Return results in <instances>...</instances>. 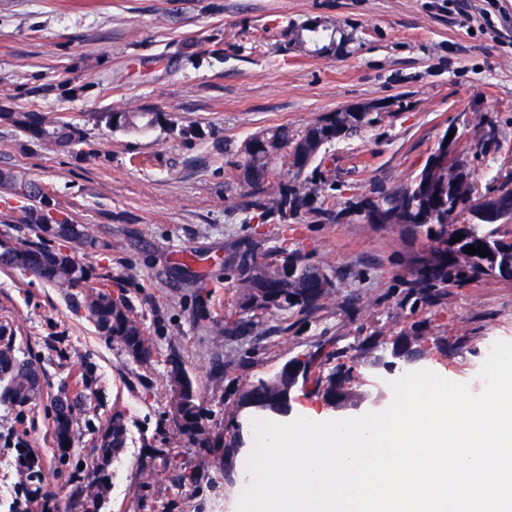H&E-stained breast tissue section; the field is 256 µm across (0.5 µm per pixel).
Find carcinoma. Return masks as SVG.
<instances>
[{"instance_id":"obj_1","label":"carcinoma","mask_w":512,"mask_h":512,"mask_svg":"<svg viewBox=\"0 0 512 512\" xmlns=\"http://www.w3.org/2000/svg\"><path fill=\"white\" fill-rule=\"evenodd\" d=\"M332 38L329 27L306 26L298 35L302 44L310 43L315 52L328 49L326 40ZM56 88L64 95L76 96L82 88L67 83L35 85L26 94L36 98ZM108 123L114 128L147 129L162 122L163 112L157 108L141 109L137 112H110ZM13 126L31 138L50 143L56 147L71 149L86 143L82 126L72 119L49 118L41 112L30 110L18 112L7 105H0V123ZM372 118L367 112H329L302 131L286 125L270 127L251 138V145L244 146L238 167L243 171L246 184L253 189L255 200L252 206L262 210L265 216L275 215L286 222L307 212L317 218L328 211L314 205L312 194L305 191L307 183L319 171L317 161L326 154L327 147L339 139L351 136L369 126ZM279 162L286 169L289 180L279 182L275 196H264L272 175L271 165ZM501 183H496L480 192L474 174L457 160L448 157L444 143L427 157L421 171L406 185L384 193L376 200L360 201L359 211L367 212L373 224H401L425 227L433 234L439 248L432 259L418 270L425 287L415 285L412 293L426 303L430 291L439 283L450 280L478 277H503V272L512 270V231L504 229L512 222V191L498 196L501 205L500 219L488 222L475 217L486 204L485 193H493ZM0 188L6 195L22 200V223L39 232V241L18 239L0 243V267L29 271L43 281L59 287H76L89 280L90 270L71 257L62 256L61 246L69 239L89 247L97 245L93 230L88 224L78 223L70 211H65L66 220L51 229L42 227L41 207L47 199L43 185L21 170L0 169ZM461 224L454 234L463 238L451 243L448 225ZM483 245L488 256L470 255L464 249L470 245ZM281 251L270 249L258 253L246 248L231 259L238 277L239 308L248 307L251 314L233 320L225 329L238 336H264L268 332L263 314L287 312L298 309L311 313L320 307V302L336 292V272L312 260L300 249L289 252L292 262L283 265ZM80 308L96 330L121 341L126 354L138 362H146L152 355V344L145 335L142 323L132 313L122 294H112L110 284L102 283L89 288L82 295ZM423 334L419 327L400 334L392 341H379L377 336H368L354 347H327L318 345L315 351L303 357L293 358L294 369L302 380L316 374L312 393L322 398L324 405L334 411L352 408L366 414L370 408L362 406L364 398L357 392L360 379L358 366L366 363L381 367L386 373L415 370L423 357ZM338 363L329 370L323 365L332 360ZM0 372L5 374L4 397L19 407L31 405L40 398L37 387L29 378V371L16 357H0ZM287 373L260 379L248 385L239 399V407L254 413L280 414L292 409L286 396ZM178 427L182 434L191 437L199 446L220 452L236 447V441L224 440V435L210 432L203 423L200 403L183 411L176 402H171ZM72 405L59 400L54 406V427L60 460L70 456L65 449L66 434L73 433ZM125 434L120 419L109 420L101 435L97 451V474L90 482L74 478L75 493L81 512H99V504L109 488L107 467L112 456L121 450Z\"/></svg>"}]
</instances>
